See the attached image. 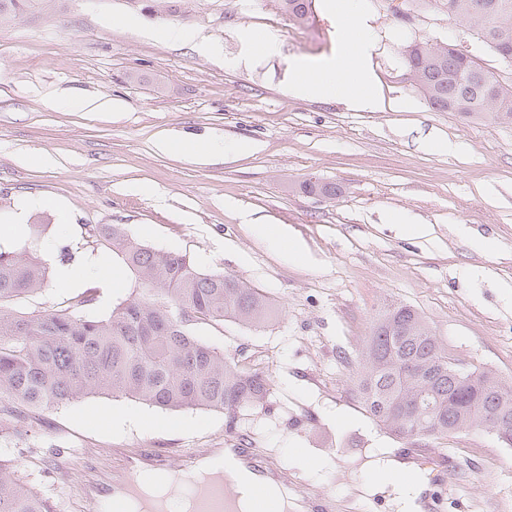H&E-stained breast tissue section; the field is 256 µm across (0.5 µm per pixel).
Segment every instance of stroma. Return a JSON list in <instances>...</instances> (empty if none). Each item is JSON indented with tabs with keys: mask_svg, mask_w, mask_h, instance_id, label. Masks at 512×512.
Wrapping results in <instances>:
<instances>
[{
	"mask_svg": "<svg viewBox=\"0 0 512 512\" xmlns=\"http://www.w3.org/2000/svg\"><path fill=\"white\" fill-rule=\"evenodd\" d=\"M332 0L298 25L278 0H45L42 11L0 27V225L20 203L45 199L27 230L0 249L44 258V291L5 307L51 312L96 285L92 316L108 315L133 281L111 251L80 247L87 224H120L138 241L188 255L203 271L235 277L273 302L274 319L232 321L198 334L270 375L271 394L228 429L225 413L164 410L91 394L0 423L20 476L79 512L83 483L120 450L221 448L236 432L275 451L288 512H512V447L482 430L427 442L414 463L409 440L363 408L354 384L360 350L379 312L414 308L464 370L512 383V125L432 110L402 69L415 40L467 42L494 72L503 66L442 0H360L370 19L366 57L384 106L294 91L299 63L336 54ZM175 25L205 38L156 37ZM270 34L263 50L244 30ZM112 100L109 112L72 100ZM430 135L456 143L424 150ZM180 138L216 140L224 154L162 150ZM259 143L250 154L234 152ZM51 159L36 164L38 156ZM335 183L333 197L308 182ZM401 213L427 225L408 235ZM278 228L275 250L255 223ZM44 225L41 235L30 227ZM72 250L63 262V250ZM82 269L63 287L64 265ZM187 420L185 432L141 428L138 417ZM414 481L400 490L397 476Z\"/></svg>",
	"mask_w": 512,
	"mask_h": 512,
	"instance_id": "obj_1",
	"label": "stroma"
}]
</instances>
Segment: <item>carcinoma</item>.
Masks as SVG:
<instances>
[{
  "label": "carcinoma",
  "mask_w": 512,
  "mask_h": 512,
  "mask_svg": "<svg viewBox=\"0 0 512 512\" xmlns=\"http://www.w3.org/2000/svg\"><path fill=\"white\" fill-rule=\"evenodd\" d=\"M43 2L0 0V26L21 12H40ZM279 3L294 23L313 21V0ZM444 6L448 16L468 22L500 62L512 58V0H444ZM403 63L431 108L512 124V83L457 43L415 41L406 46ZM85 235L92 248L121 257L138 288L106 317L84 314L97 299L95 287L51 313H0V400L39 410L101 393L231 417L264 401L271 378L226 356L194 329L227 319L262 327L274 314L266 296L234 277L202 271L185 254L144 245L119 224L88 225ZM47 280L39 257L0 251V308L43 291ZM360 361V402L398 437L439 439L464 426L492 431L497 414H512V386L490 371L468 372L475 385L454 388L448 353L407 305H391L378 316ZM11 463L0 457V512H61L55 497L11 476Z\"/></svg>",
  "instance_id": "cac0c4a2"
}]
</instances>
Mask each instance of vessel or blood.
Listing matches in <instances>:
<instances>
[{"mask_svg": "<svg viewBox=\"0 0 512 512\" xmlns=\"http://www.w3.org/2000/svg\"><path fill=\"white\" fill-rule=\"evenodd\" d=\"M205 455V449L192 448L173 462L149 448L127 454L115 481L93 485L84 503L89 506L96 498H107L112 502L113 512H126L127 500L140 493L137 483L139 469L149 465L165 471L174 491L191 488L193 512H240V499L234 487L238 473L243 470L249 471L256 479L254 490L257 499L253 512H288L287 506L281 504L273 509L264 505L262 479L268 474L265 467L268 455L256 454L250 448H223L219 451L220 466L212 471L204 466Z\"/></svg>", "mask_w": 512, "mask_h": 512, "instance_id": "b4317fda", "label": "vessel or blood"}]
</instances>
